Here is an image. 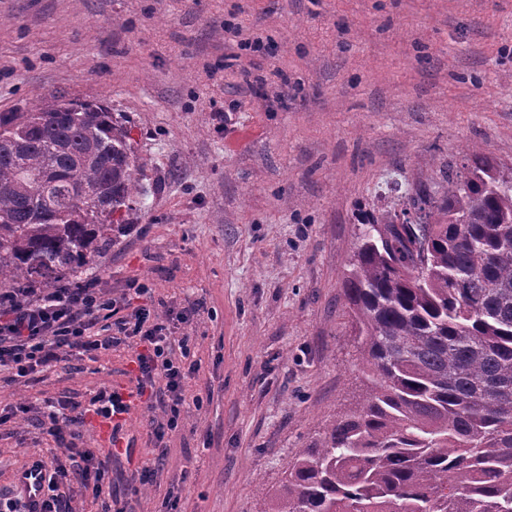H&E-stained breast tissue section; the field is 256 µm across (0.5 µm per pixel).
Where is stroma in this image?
I'll use <instances>...</instances> for the list:
<instances>
[{
  "mask_svg": "<svg viewBox=\"0 0 512 512\" xmlns=\"http://www.w3.org/2000/svg\"><path fill=\"white\" fill-rule=\"evenodd\" d=\"M51 92L129 118L133 226L96 279H149L199 370L184 424L155 443L151 413L118 435L109 495L75 512H269L297 449L355 407L365 365L344 305L359 213L441 190L467 147L512 164V0H0V112ZM224 110L223 122L213 118ZM127 346L19 378L0 409L131 387ZM21 418L0 424V491L50 454ZM165 462L133 488L134 463Z\"/></svg>",
  "mask_w": 512,
  "mask_h": 512,
  "instance_id": "obj_1",
  "label": "stroma"
}]
</instances>
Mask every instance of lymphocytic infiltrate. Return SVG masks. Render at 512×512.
<instances>
[{
    "instance_id": "obj_1",
    "label": "lymphocytic infiltrate",
    "mask_w": 512,
    "mask_h": 512,
    "mask_svg": "<svg viewBox=\"0 0 512 512\" xmlns=\"http://www.w3.org/2000/svg\"><path fill=\"white\" fill-rule=\"evenodd\" d=\"M148 280L137 279L120 295L92 283H63L54 288L0 289V368L24 378L56 367L76 356L98 360L113 347L133 351L129 393L101 388L83 410L69 401L50 399L36 420L56 453L36 460L46 489L40 512H73L74 486L101 497L112 484V452L80 447L81 429L91 419L104 422L129 414L135 403L155 411L151 430L157 439L183 425L185 382L197 371L187 338H176L178 324L196 308L158 314Z\"/></svg>"
}]
</instances>
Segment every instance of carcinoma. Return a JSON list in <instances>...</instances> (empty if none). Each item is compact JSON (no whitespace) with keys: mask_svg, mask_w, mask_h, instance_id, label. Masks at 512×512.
I'll list each match as a JSON object with an SVG mask.
<instances>
[{"mask_svg":"<svg viewBox=\"0 0 512 512\" xmlns=\"http://www.w3.org/2000/svg\"><path fill=\"white\" fill-rule=\"evenodd\" d=\"M131 127L51 93L0 112V288L94 272L137 195ZM367 222L346 280L365 393L272 512H512V182L483 149Z\"/></svg>","mask_w":512,"mask_h":512,"instance_id":"cac0c4a2","label":"carcinoma"}]
</instances>
